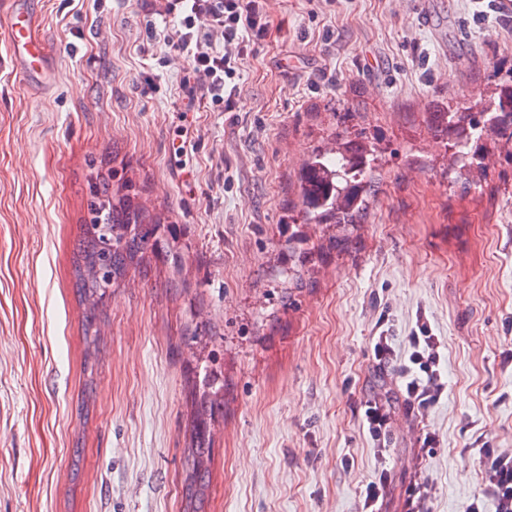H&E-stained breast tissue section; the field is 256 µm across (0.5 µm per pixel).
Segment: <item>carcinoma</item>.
<instances>
[{
	"mask_svg": "<svg viewBox=\"0 0 512 512\" xmlns=\"http://www.w3.org/2000/svg\"><path fill=\"white\" fill-rule=\"evenodd\" d=\"M429 117L434 132L443 139L453 136L457 148L488 141L512 154V102L507 107L493 104L487 112H463L450 101L446 111L431 112ZM332 135L334 149L312 152L288 198V209L299 211L303 220L346 231L319 246L321 253L342 252L356 242L349 230L367 223L380 192L374 161L367 159L376 155L377 148L370 143L349 145L346 132L340 129ZM89 191L90 220L84 225L75 262L80 295L87 306V337L96 324V298L105 288L117 287L132 267L153 260L183 259L170 250L169 225L135 203L138 190L133 180L117 181L113 173L97 170L90 176ZM222 402L206 389L194 394L192 468L186 484V498L191 502L203 501L208 487L210 421Z\"/></svg>",
	"mask_w": 512,
	"mask_h": 512,
	"instance_id": "1",
	"label": "carcinoma"
}]
</instances>
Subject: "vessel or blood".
<instances>
[{
    "label": "vessel or blood",
    "mask_w": 512,
    "mask_h": 512,
    "mask_svg": "<svg viewBox=\"0 0 512 512\" xmlns=\"http://www.w3.org/2000/svg\"><path fill=\"white\" fill-rule=\"evenodd\" d=\"M40 26L38 16L21 7H14L7 29L9 59L12 66L26 75H34L45 69L49 50L37 33Z\"/></svg>",
    "instance_id": "vessel-or-blood-1"
}]
</instances>
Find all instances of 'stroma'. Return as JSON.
<instances>
[{"mask_svg": "<svg viewBox=\"0 0 512 512\" xmlns=\"http://www.w3.org/2000/svg\"><path fill=\"white\" fill-rule=\"evenodd\" d=\"M0 0V512H184L188 378L224 385L204 512H360L387 467L385 512L416 474L428 512L477 497V444L512 451V156L477 160L492 204L461 201L458 151L428 128L443 97L481 111L512 42L466 0H261L270 26L240 66L238 109L198 97L178 19L141 0H30L55 59L46 84L7 60ZM381 150L382 191L359 246L294 294L295 175L335 128ZM126 171L178 232L180 272H129L88 347L74 277L89 160ZM390 368L373 361L378 324ZM441 341L448 395L409 410L406 338ZM386 398L387 453L363 430ZM431 434L437 445H422Z\"/></svg>", "mask_w": 512, "mask_h": 512, "instance_id": "stroma-1", "label": "stroma"}]
</instances>
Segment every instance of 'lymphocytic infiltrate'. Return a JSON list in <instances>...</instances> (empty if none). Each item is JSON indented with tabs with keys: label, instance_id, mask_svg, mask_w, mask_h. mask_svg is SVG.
<instances>
[{
	"label": "lymphocytic infiltrate",
	"instance_id": "f902f5d3",
	"mask_svg": "<svg viewBox=\"0 0 512 512\" xmlns=\"http://www.w3.org/2000/svg\"><path fill=\"white\" fill-rule=\"evenodd\" d=\"M168 14L180 17L181 27L168 38L170 48L187 53L201 77L204 97L231 112L236 108L235 77L249 44L261 41L268 22L257 0H164ZM222 48H214V38ZM413 372L407 373L400 391L417 410L435 406L447 385L439 370L440 342L428 328L407 338ZM487 463L480 492L467 512H512V453L482 449Z\"/></svg>",
	"mask_w": 512,
	"mask_h": 512
}]
</instances>
